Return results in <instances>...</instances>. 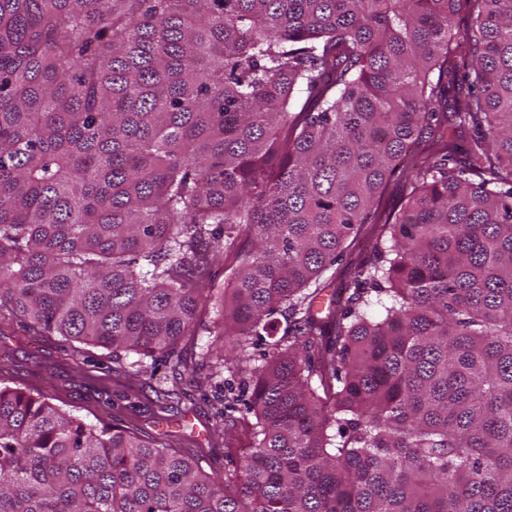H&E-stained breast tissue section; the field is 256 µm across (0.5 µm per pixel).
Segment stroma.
I'll return each instance as SVG.
<instances>
[{
  "label": "stroma",
  "instance_id": "35a3bbf8",
  "mask_svg": "<svg viewBox=\"0 0 512 512\" xmlns=\"http://www.w3.org/2000/svg\"><path fill=\"white\" fill-rule=\"evenodd\" d=\"M207 276L216 285L217 297L201 309L198 336L180 344L187 359L182 375H172L160 363L131 376L125 371L126 359H114L107 350L87 345L77 352L63 337L36 334L13 322L0 327V377L49 393L55 405L86 421L127 429L173 446L187 458L203 456L204 469L220 473L234 468L251 435L240 420L234 440L228 442L216 426L214 395L233 375L220 370L216 355L206 351L222 311L218 296L224 291L223 266H211ZM174 386L181 399L159 402L158 391ZM195 426L204 430V437L192 435Z\"/></svg>",
  "mask_w": 512,
  "mask_h": 512
}]
</instances>
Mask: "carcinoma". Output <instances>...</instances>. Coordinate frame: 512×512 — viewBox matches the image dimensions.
I'll use <instances>...</instances> for the list:
<instances>
[{
	"mask_svg": "<svg viewBox=\"0 0 512 512\" xmlns=\"http://www.w3.org/2000/svg\"><path fill=\"white\" fill-rule=\"evenodd\" d=\"M206 254L236 468L0 379V512H512V0H0V318L176 370ZM410 191L409 186L401 181L391 182L382 201V208L386 211L400 210L407 202V195Z\"/></svg>",
	"mask_w": 512,
	"mask_h": 512,
	"instance_id": "obj_1",
	"label": "carcinoma"
}]
</instances>
